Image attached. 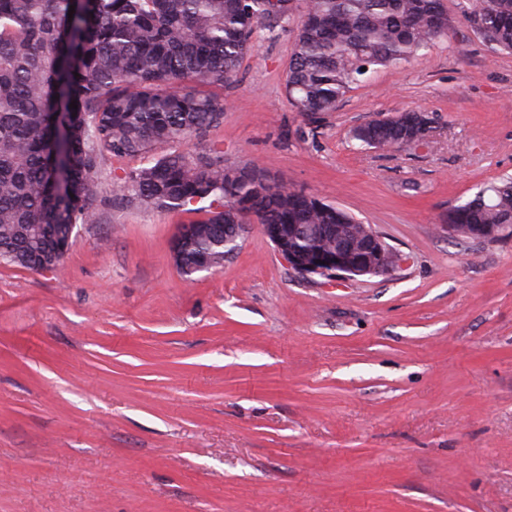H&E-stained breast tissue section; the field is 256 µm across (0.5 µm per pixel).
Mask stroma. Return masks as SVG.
<instances>
[{"label":"stroma","mask_w":512,"mask_h":512,"mask_svg":"<svg viewBox=\"0 0 512 512\" xmlns=\"http://www.w3.org/2000/svg\"><path fill=\"white\" fill-rule=\"evenodd\" d=\"M453 27L353 84L319 125L284 83L299 15L258 33L207 144L371 225L394 276L292 273L259 225L212 273L185 213L105 196L46 272L0 264V512H512V239L439 217L512 177V53ZM433 138L359 148L377 115Z\"/></svg>","instance_id":"obj_1"}]
</instances>
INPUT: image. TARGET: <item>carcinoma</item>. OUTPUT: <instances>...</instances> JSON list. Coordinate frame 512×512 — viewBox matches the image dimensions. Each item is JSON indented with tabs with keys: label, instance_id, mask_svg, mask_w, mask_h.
<instances>
[{
	"label": "carcinoma",
	"instance_id": "obj_1",
	"mask_svg": "<svg viewBox=\"0 0 512 512\" xmlns=\"http://www.w3.org/2000/svg\"><path fill=\"white\" fill-rule=\"evenodd\" d=\"M73 16H68L70 6ZM285 0H0V261L35 269L62 224H94L112 157L218 129L224 104L188 82L235 81L258 31L288 21ZM494 51L512 52V0H481L469 18ZM443 0H302L285 91L311 121L336 111L366 72L410 61L447 35ZM76 102L78 108L70 107ZM423 122L415 111L353 129L360 146L391 152ZM238 171L202 149L150 158L112 184L130 205L194 215L184 266L220 264L226 224H368L296 187ZM462 224H512V178L458 205Z\"/></svg>",
	"mask_w": 512,
	"mask_h": 512
}]
</instances>
